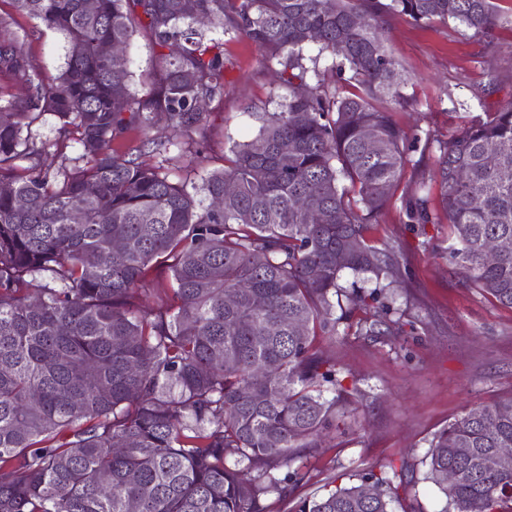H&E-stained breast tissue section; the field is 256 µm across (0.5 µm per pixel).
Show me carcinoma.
<instances>
[{
	"label": "carcinoma",
	"mask_w": 512,
	"mask_h": 512,
	"mask_svg": "<svg viewBox=\"0 0 512 512\" xmlns=\"http://www.w3.org/2000/svg\"><path fill=\"white\" fill-rule=\"evenodd\" d=\"M97 4L88 12L83 0H12L64 37L65 65L54 76L0 19V74L11 80L0 90V512H271L267 500L291 496L301 480L297 469L276 471L318 447L352 395L318 337L336 340L342 320L357 336L392 343L401 333L377 292L340 285L346 270L380 280L402 260L399 249L366 239L410 163L392 115L409 101L410 78L384 42L382 16L452 20L489 38L501 8L498 0ZM205 27L254 42L291 87L304 85L303 51L315 44L351 90L331 91L322 78L305 96L293 92L261 117L254 140L234 144L222 168L189 187L170 178V141L150 132L162 117L171 136H185L200 129L207 103L224 99V43ZM140 30L162 53L137 98L127 60L110 62L103 47L126 49ZM45 114L58 119V137L39 148L27 129ZM131 131L141 149L117 150ZM434 143L431 181L453 229L449 258L512 308V104L447 141L426 134L424 148ZM146 154L160 160L148 164ZM216 196L220 210L209 205ZM300 200L320 210V223H309ZM428 202L407 203L410 222L439 218ZM490 239L507 243L492 261ZM167 279L172 301L148 305ZM228 292L237 294L232 306ZM495 448H512V398L433 435L427 479L446 497L442 512H469L476 499L486 512H512V459L485 465ZM450 468L460 474L452 485ZM398 499V487L372 474L301 499L293 512H393Z\"/></svg>",
	"instance_id": "1"
}]
</instances>
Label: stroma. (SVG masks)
<instances>
[{
    "instance_id": "obj_1",
    "label": "stroma",
    "mask_w": 512,
    "mask_h": 512,
    "mask_svg": "<svg viewBox=\"0 0 512 512\" xmlns=\"http://www.w3.org/2000/svg\"><path fill=\"white\" fill-rule=\"evenodd\" d=\"M0 16L44 72L62 69L66 43L60 34L36 28L10 0H0ZM383 26L388 49L411 79L413 107L393 112L409 135L429 132L445 140L474 116L512 102V21L501 23L490 39L452 21L418 24L399 13L386 14ZM212 36L223 39L232 62L224 74L227 92L209 106L203 132L169 149L173 157L201 155L208 171L223 166L234 144L255 138L260 113L275 111L290 94L287 86L272 84L262 51L248 38L227 39L218 29ZM127 57L130 90L142 95L158 50L142 32ZM434 156L431 149L411 152L410 165L368 232L372 244L398 246L406 258L390 285L381 289L376 280L348 273L341 279L347 289H381L410 327L392 345L353 335L321 340L345 386L356 393L320 447L302 452L303 479L274 512H291L294 498L322 494L329 482L354 483L370 473L401 480L394 512H442L445 497L426 478L433 434L465 411L512 396V309L472 288L450 261L447 221L413 224L406 216L407 200L430 179Z\"/></svg>"
}]
</instances>
